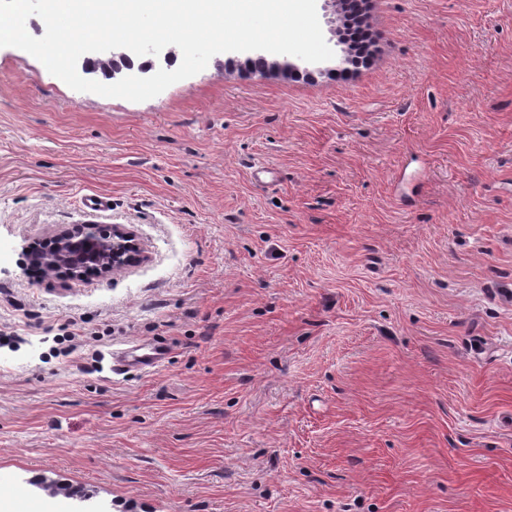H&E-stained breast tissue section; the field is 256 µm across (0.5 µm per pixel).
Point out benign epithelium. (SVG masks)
<instances>
[{"mask_svg": "<svg viewBox=\"0 0 512 512\" xmlns=\"http://www.w3.org/2000/svg\"><path fill=\"white\" fill-rule=\"evenodd\" d=\"M130 51L123 48L93 52L80 65L87 74L93 60L127 58ZM29 264L44 271L51 285L63 284L94 273L108 277L112 272L141 264L148 258L146 248L135 232L123 224H69L55 233L36 238L25 247Z\"/></svg>", "mask_w": 512, "mask_h": 512, "instance_id": "obj_1", "label": "benign epithelium"}]
</instances>
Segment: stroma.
I'll return each mask as SVG.
<instances>
[{"label": "stroma", "mask_w": 512, "mask_h": 512, "mask_svg": "<svg viewBox=\"0 0 512 512\" xmlns=\"http://www.w3.org/2000/svg\"><path fill=\"white\" fill-rule=\"evenodd\" d=\"M370 24L359 74L225 52L144 102L0 47V486L512 512V0H371ZM88 220L147 260L40 282L25 245ZM136 346L165 357L113 370Z\"/></svg>", "instance_id": "1"}]
</instances>
